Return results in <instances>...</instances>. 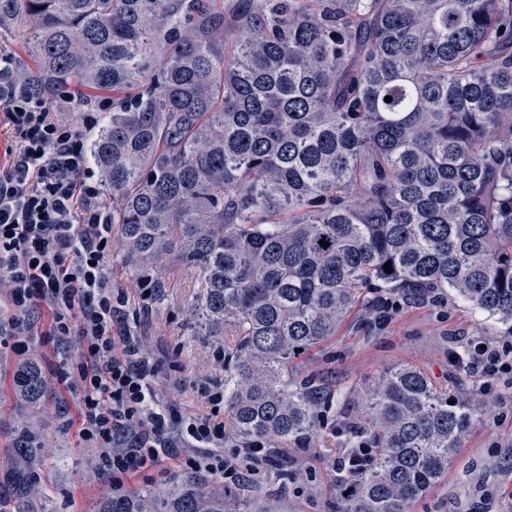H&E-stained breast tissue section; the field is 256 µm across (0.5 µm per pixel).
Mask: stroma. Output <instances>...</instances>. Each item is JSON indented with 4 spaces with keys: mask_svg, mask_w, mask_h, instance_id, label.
<instances>
[{
    "mask_svg": "<svg viewBox=\"0 0 512 512\" xmlns=\"http://www.w3.org/2000/svg\"><path fill=\"white\" fill-rule=\"evenodd\" d=\"M192 297L191 275L177 263L164 261L151 311L136 314L129 324L144 349L162 364L157 384L160 400L183 417L220 422L224 413L213 408L208 395L224 387L223 353L218 344L189 335L186 318ZM505 335L483 314L454 302L441 308L405 303L383 322L371 315H351L330 345L332 358L315 351L302 358L304 373L331 376L334 389V399L315 433L316 454H294L298 467L308 469L307 480L281 490L263 477L246 483V491H259L270 512H329L335 479L332 461L346 430L347 393L387 368L412 363L437 385L465 396L483 377L476 371H455L448 362L449 351L462 350L478 337L497 340ZM490 398L497 403L491 420L476 422L447 476L414 502L410 512H512V471L488 465L493 457L512 456V378L496 380ZM76 401L74 392L55 387L47 406L30 420L31 427L45 436L42 453L49 466L29 470L35 492L24 504L26 512H86L89 505L112 493L111 478L101 472L95 455L73 427ZM20 419L8 385L1 381L0 501L5 503L13 499L16 456L11 443Z\"/></svg>",
    "mask_w": 512,
    "mask_h": 512,
    "instance_id": "obj_1",
    "label": "stroma"
}]
</instances>
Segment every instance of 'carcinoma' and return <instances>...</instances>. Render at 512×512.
Masks as SVG:
<instances>
[{
  "mask_svg": "<svg viewBox=\"0 0 512 512\" xmlns=\"http://www.w3.org/2000/svg\"><path fill=\"white\" fill-rule=\"evenodd\" d=\"M14 27L35 65L12 56L0 98L70 112L112 93L89 152L124 262L194 274L187 330L224 337V437L274 449L280 486L332 399L295 361L350 315L447 297L512 331V0H236L230 19L224 0H0ZM50 388L39 361L15 366L25 414ZM351 402L331 512H409L487 407L410 363ZM14 447L17 509L41 437ZM96 512L268 510L192 473Z\"/></svg>",
  "mask_w": 512,
  "mask_h": 512,
  "instance_id": "obj_1",
  "label": "carcinoma"
}]
</instances>
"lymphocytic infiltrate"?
Instances as JSON below:
<instances>
[{
	"label": "lymphocytic infiltrate",
	"mask_w": 512,
	"mask_h": 512,
	"mask_svg": "<svg viewBox=\"0 0 512 512\" xmlns=\"http://www.w3.org/2000/svg\"><path fill=\"white\" fill-rule=\"evenodd\" d=\"M0 114L20 142L0 171V288L17 312L14 351H27L33 327L25 316L37 308L50 315L45 341H76V355L56 376L77 392L79 437L115 487L169 459L191 473L240 482L235 455L222 450L223 424L184 422L156 402L158 365L125 324L129 299L114 291L106 265L112 203L87 149L103 113L84 111L73 122L44 103L12 97L0 100ZM475 361L489 392L492 379L512 373V341L486 342Z\"/></svg>",
	"instance_id": "f902f5d3"
}]
</instances>
